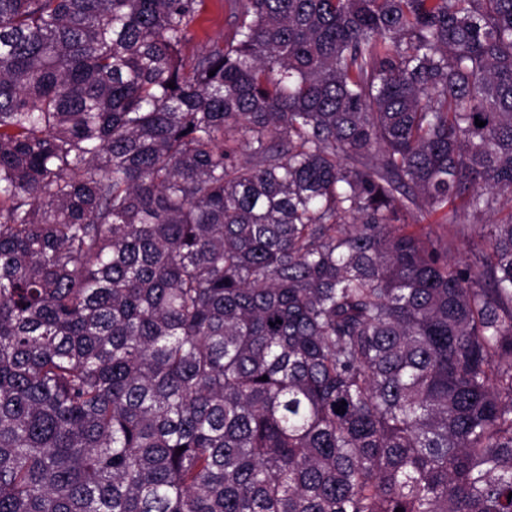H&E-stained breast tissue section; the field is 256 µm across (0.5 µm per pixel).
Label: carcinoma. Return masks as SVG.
Returning <instances> with one entry per match:
<instances>
[{
  "mask_svg": "<svg viewBox=\"0 0 512 512\" xmlns=\"http://www.w3.org/2000/svg\"><path fill=\"white\" fill-rule=\"evenodd\" d=\"M231 2L0 0V512H512V0ZM227 16L225 0H205L199 21L193 29V37L185 47V54L191 55L205 45L225 40L230 34Z\"/></svg>",
  "mask_w": 512,
  "mask_h": 512,
  "instance_id": "carcinoma-1",
  "label": "carcinoma"
}]
</instances>
